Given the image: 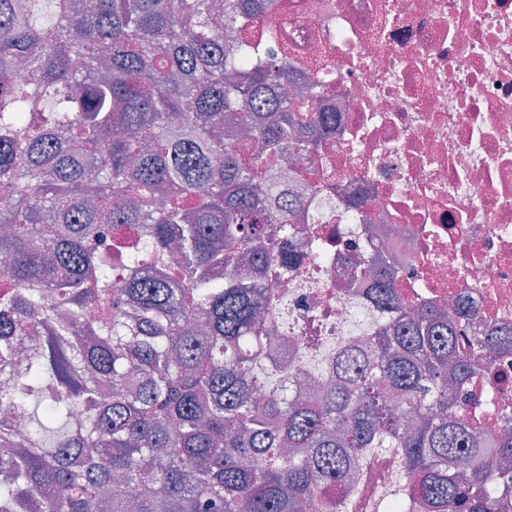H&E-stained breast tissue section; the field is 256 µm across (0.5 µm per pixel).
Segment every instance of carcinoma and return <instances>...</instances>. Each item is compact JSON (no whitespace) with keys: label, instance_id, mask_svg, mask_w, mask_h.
Masks as SVG:
<instances>
[{"label":"carcinoma","instance_id":"1","mask_svg":"<svg viewBox=\"0 0 512 512\" xmlns=\"http://www.w3.org/2000/svg\"><path fill=\"white\" fill-rule=\"evenodd\" d=\"M272 0H0V512H339L397 448L403 507L512 512V416L457 410L475 313L411 308L374 259L363 363L293 388L265 316L267 251L298 234L272 169L321 147L325 85L294 79ZM237 31L229 45L215 29ZM98 306L97 319L81 310ZM276 362L288 386L268 381Z\"/></svg>","mask_w":512,"mask_h":512}]
</instances>
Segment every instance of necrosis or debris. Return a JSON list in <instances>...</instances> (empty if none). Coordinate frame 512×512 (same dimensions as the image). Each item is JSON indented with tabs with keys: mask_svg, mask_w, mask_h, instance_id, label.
Listing matches in <instances>:
<instances>
[{
	"mask_svg": "<svg viewBox=\"0 0 512 512\" xmlns=\"http://www.w3.org/2000/svg\"><path fill=\"white\" fill-rule=\"evenodd\" d=\"M255 28L276 30L295 63L318 55L334 90L335 129L316 158L288 164L321 250L299 246L295 271L272 276V316L305 384L368 335L373 310L343 281L375 250L414 304L465 301L481 334L511 325L512 0H275ZM458 409L496 428L512 383L477 380ZM403 474L398 453L366 457L341 512H377Z\"/></svg>",
	"mask_w": 512,
	"mask_h": 512,
	"instance_id": "necrosis-or-debris-1",
	"label": "necrosis or debris"
}]
</instances>
